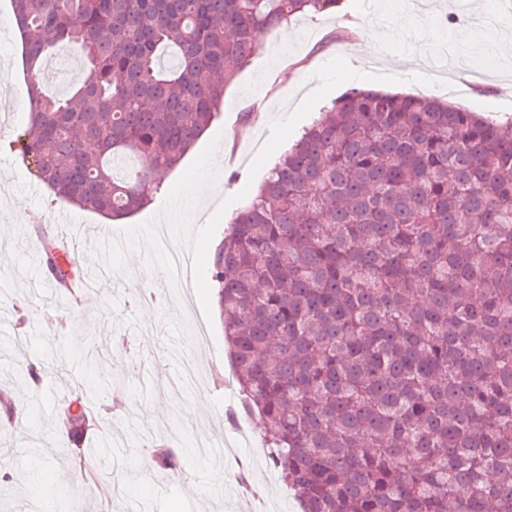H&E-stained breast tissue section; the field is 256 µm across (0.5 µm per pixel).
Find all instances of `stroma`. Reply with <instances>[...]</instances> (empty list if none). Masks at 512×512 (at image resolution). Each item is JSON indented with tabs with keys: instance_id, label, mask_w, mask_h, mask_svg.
<instances>
[{
	"instance_id": "35a3bbf8",
	"label": "stroma",
	"mask_w": 512,
	"mask_h": 512,
	"mask_svg": "<svg viewBox=\"0 0 512 512\" xmlns=\"http://www.w3.org/2000/svg\"><path fill=\"white\" fill-rule=\"evenodd\" d=\"M463 0H432L418 16L412 0H343L335 13L292 19L268 32L260 51L226 90L219 118L196 146L164 178L151 203L118 224L56 200L38 184L9 143L23 134L28 108L0 100V200L28 214L27 223L0 229V397L12 409L0 417V512H48L49 503L31 488L29 461L8 457L10 448H37L42 453V483L68 487L72 512H300L288 494L264 446L258 416L245 423L251 436L239 460L217 464L201 453V435L232 436L235 425L224 411L225 378L232 372L224 328L216 310L209 264L231 218L265 179L269 169L297 140L303 129L350 88L342 69L355 64L385 75L390 91L424 94L427 87L482 115L512 117V21L496 28L473 26L463 33L446 26L448 16L463 10ZM400 20L401 40L393 45L359 43L353 32L371 21ZM470 81H461L459 69ZM20 39L0 27V85H25ZM223 149L228 178L222 191L200 202L191 223L181 221L199 179L211 171L216 149ZM169 215L178 244L192 254L187 291L171 279L147 281L145 266L164 264V250L149 243L147 232L160 215ZM73 241L95 289L73 301L62 289L41 295L33 290L38 275L36 250L46 242ZM26 329H17L19 318ZM202 326L208 338L198 351L199 390L206 392L202 415L185 411L190 397L173 401L145 393L150 372L176 371L190 352V336ZM157 336L154 348L139 344L141 329ZM107 352L111 387L90 413L94 429L84 437L87 449L111 441L112 462L105 467L78 468L74 448L53 418L75 394L91 369L84 351ZM66 352L64 367L48 368L40 385L25 375L30 363ZM114 416L102 421V408ZM177 439L190 449L180 476L164 487L154 480L157 467L146 466L157 441ZM246 463L260 499L242 494L235 474Z\"/></svg>"
}]
</instances>
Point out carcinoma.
Returning a JSON list of instances; mask_svg holds the SVG:
<instances>
[{
    "mask_svg": "<svg viewBox=\"0 0 512 512\" xmlns=\"http://www.w3.org/2000/svg\"><path fill=\"white\" fill-rule=\"evenodd\" d=\"M340 2L12 0L31 97L11 150L56 199L130 215L218 118L255 32ZM63 44L86 78L48 96ZM61 251L43 265L78 302L86 272ZM211 279L243 409L301 512H512V123L343 93L233 217ZM88 401L62 417L77 443ZM154 461L182 471L164 445ZM70 48L72 47L68 45L57 46L48 56V58L52 57L50 61L47 63V65L46 62L43 65L40 82L41 85L52 94L59 95L66 84L60 81V63L64 61H75V52ZM55 64L57 65L55 66Z\"/></svg>",
    "mask_w": 512,
    "mask_h": 512,
    "instance_id": "cac0c4a2",
    "label": "carcinoma"
}]
</instances>
